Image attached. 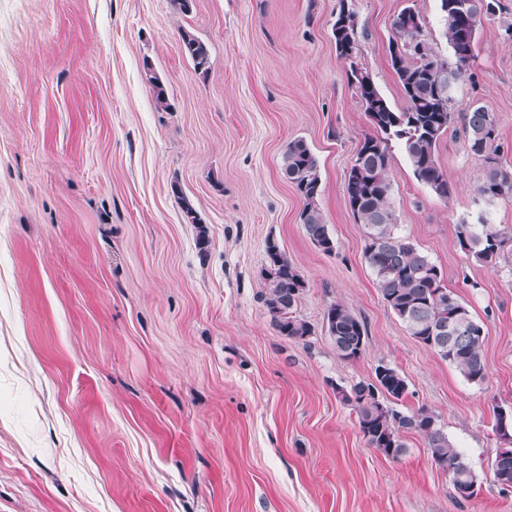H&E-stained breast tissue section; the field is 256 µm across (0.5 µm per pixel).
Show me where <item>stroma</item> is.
Returning <instances> with one entry per match:
<instances>
[{
	"mask_svg": "<svg viewBox=\"0 0 512 512\" xmlns=\"http://www.w3.org/2000/svg\"><path fill=\"white\" fill-rule=\"evenodd\" d=\"M360 59L395 110L392 23L419 13L449 56L439 0H348ZM477 29L454 90L498 118L512 167V0ZM339 0H0V512H512L494 478L496 408L512 409V239L497 265L468 260L460 222L512 229V197L477 201L481 163L461 126L437 154L450 198L389 155L398 231L441 269L484 328L486 378L468 382L410 335L376 288L345 195L374 129L348 81L331 25ZM188 29L210 52L197 72ZM161 79L157 108L150 76ZM321 173L334 240L308 238L284 178L289 142ZM209 231L199 247L172 181ZM276 239L305 281L281 336L258 301ZM367 326L342 358L334 303ZM391 365L395 406L433 413L478 477L460 499L425 437L388 458L368 445L340 386Z\"/></svg>",
	"mask_w": 512,
	"mask_h": 512,
	"instance_id": "1",
	"label": "stroma"
}]
</instances>
